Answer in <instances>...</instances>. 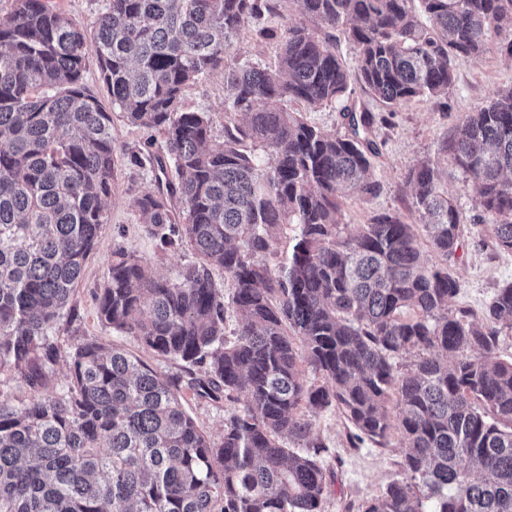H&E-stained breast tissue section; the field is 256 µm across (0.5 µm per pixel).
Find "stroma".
<instances>
[{"label": "stroma", "mask_w": 512, "mask_h": 512, "mask_svg": "<svg viewBox=\"0 0 512 512\" xmlns=\"http://www.w3.org/2000/svg\"><path fill=\"white\" fill-rule=\"evenodd\" d=\"M272 14L267 26L276 30L273 39L257 35L254 25L240 31L226 64L245 62L269 65L279 51L278 35L286 25L300 21L299 0H270ZM500 37H492L486 51L479 56H462L456 61L455 81L446 97L439 100L420 99L388 112L372 99L359 84L352 82V101L356 107L369 109L374 116L371 137L379 155L372 163L373 177L379 183L377 195L344 197L339 223L356 229L369 223L380 213H395L408 223H416L408 170L421 160L435 162L440 185L456 201L461 218L462 249L450 268L459 282L458 294L448 302L450 309L466 311L469 319L482 320L484 306L496 289L512 279V252L497 249L487 225L477 220V190L454 165L438 152V147L458 126L461 118L482 106L498 88L512 85V57L500 50ZM188 109L209 113L213 119V136H224V73L217 70L199 78L187 91ZM112 137L117 149L112 194L106 201L108 222L103 225L96 246L84 265L74 294L63 315L50 334L60 348V355L44 385L33 389L14 372L0 373V393L15 402H26L34 396H53L64 389L69 353L77 343L93 340L105 347H118L137 356L158 373L167 377L182 375L181 363L158 357L144 349L134 337L112 330L100 321L96 293L101 288L107 267L116 248H125L159 276L176 279L179 271L194 262L188 248L162 250L148 237L140 223L136 200L145 193L157 191V169L138 168L128 163L126 153L142 149L162 153L163 139L157 131L134 127L122 118H114ZM244 400L212 401L187 396L184 407L198 425L212 438L220 439L224 419L243 410ZM311 439L323 443L319 456L327 482L322 512H362L365 500L379 493L390 481L402 478V453L399 435H392L387 446L367 442L352 447L348 435L349 422L336 410L325 409L311 418Z\"/></svg>", "instance_id": "1"}]
</instances>
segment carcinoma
<instances>
[{"label":"carcinoma","instance_id":"obj_1","mask_svg":"<svg viewBox=\"0 0 512 512\" xmlns=\"http://www.w3.org/2000/svg\"><path fill=\"white\" fill-rule=\"evenodd\" d=\"M298 2L303 20L272 67L224 65L241 28L264 16L260 0H107L91 34L49 0H14L0 16V372L33 387L32 364L59 357L48 330L108 223L113 115L164 137L163 156L134 151L131 163L176 174L167 192L137 199L145 233L198 257L171 282L118 249L97 295L106 326L185 363L186 380L83 341L63 394L0 397V512H321L323 445L286 442L308 439V412L334 408L351 439L382 445L393 406L407 480L363 512H512V361L497 356L512 281L481 321L448 309L459 212L431 161L406 174L426 239L396 214L352 232L337 220L341 194L379 189L371 112L347 104L351 76L392 110L445 96L459 56L512 35V0ZM311 22L346 34L356 71ZM91 52L109 109L84 82ZM220 67L218 142L209 113L184 98ZM274 100L339 104L351 134L328 135ZM439 151L512 252V86L465 114ZM426 247L442 263H426ZM412 350V369L398 372L394 358ZM304 363L321 384H303ZM187 392L243 394L246 406L216 442L185 411Z\"/></svg>","mask_w":512,"mask_h":512}]
</instances>
